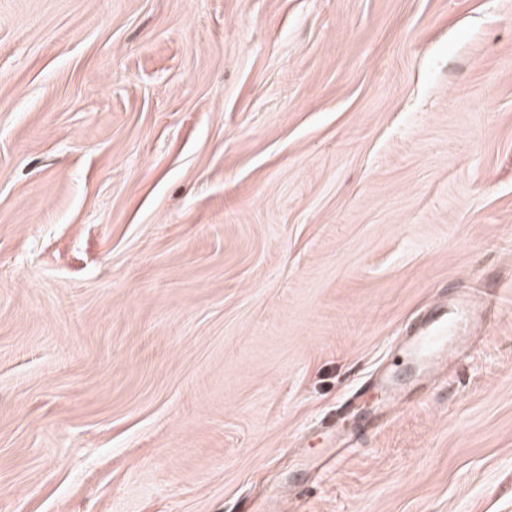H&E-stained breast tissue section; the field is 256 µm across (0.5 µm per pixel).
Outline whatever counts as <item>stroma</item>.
Wrapping results in <instances>:
<instances>
[{"mask_svg":"<svg viewBox=\"0 0 512 512\" xmlns=\"http://www.w3.org/2000/svg\"><path fill=\"white\" fill-rule=\"evenodd\" d=\"M263 503L512 512V0H0V512ZM469 311L460 307L448 315L442 313L434 317L429 326L418 336H414L403 349L408 361L428 369L440 359L454 357L463 348L469 335ZM373 387L379 392L380 397L370 412L372 420L377 415L382 417L389 414L397 403L402 391V387H400L393 375H385L374 380Z\"/></svg>","mask_w":512,"mask_h":512,"instance_id":"stroma-1","label":"stroma"}]
</instances>
